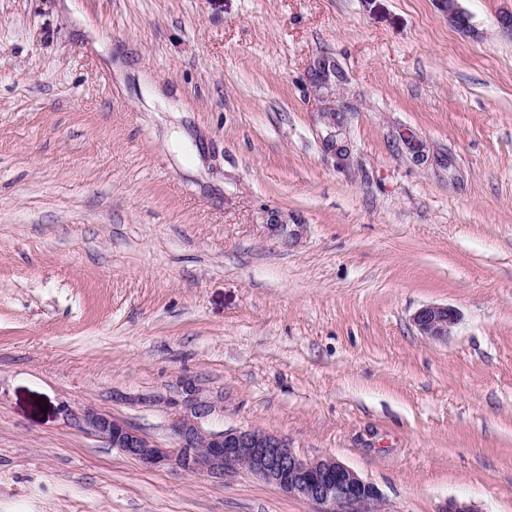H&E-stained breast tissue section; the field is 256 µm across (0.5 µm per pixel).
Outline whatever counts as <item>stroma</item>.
<instances>
[{
  "label": "stroma",
  "mask_w": 512,
  "mask_h": 512,
  "mask_svg": "<svg viewBox=\"0 0 512 512\" xmlns=\"http://www.w3.org/2000/svg\"><path fill=\"white\" fill-rule=\"evenodd\" d=\"M457 5L0 0V512H318L68 415L170 448L191 389L382 512H512V0ZM458 319L459 313L455 308L438 304L422 306L411 317L418 334L435 342L447 341Z\"/></svg>",
  "instance_id": "1"
}]
</instances>
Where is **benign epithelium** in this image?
<instances>
[{
    "mask_svg": "<svg viewBox=\"0 0 512 512\" xmlns=\"http://www.w3.org/2000/svg\"><path fill=\"white\" fill-rule=\"evenodd\" d=\"M459 313L448 305L417 309L411 321L418 334L435 342L448 340ZM214 407L194 394L183 401L173 419L174 450L160 448L110 413L93 409L69 411L96 436L145 467L171 465L188 474L214 478L244 468L283 495L320 506L319 512H378L379 489L333 457L307 459L288 442L255 428L207 429Z\"/></svg>",
    "mask_w": 512,
    "mask_h": 512,
    "instance_id": "7a95c632",
    "label": "benign epithelium"
}]
</instances>
